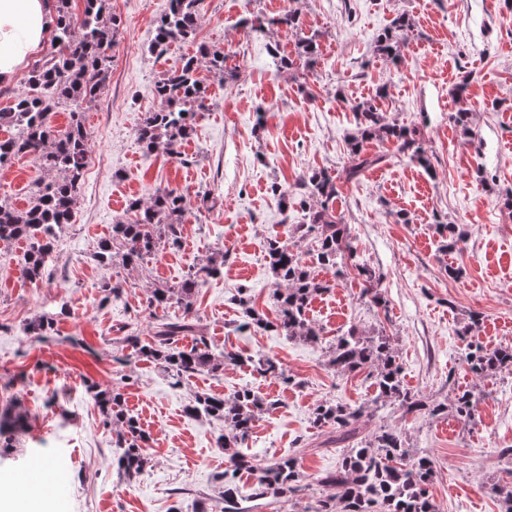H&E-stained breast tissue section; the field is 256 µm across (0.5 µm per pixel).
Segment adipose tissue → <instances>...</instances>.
Returning a JSON list of instances; mask_svg holds the SVG:
<instances>
[{"label": "adipose tissue", "mask_w": 512, "mask_h": 512, "mask_svg": "<svg viewBox=\"0 0 512 512\" xmlns=\"http://www.w3.org/2000/svg\"><path fill=\"white\" fill-rule=\"evenodd\" d=\"M50 0H0V83L10 81L41 47Z\"/></svg>", "instance_id": "ef3b65f1"}]
</instances>
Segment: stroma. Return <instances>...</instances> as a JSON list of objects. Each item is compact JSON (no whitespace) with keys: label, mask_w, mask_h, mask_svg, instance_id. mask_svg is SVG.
Here are the masks:
<instances>
[{"label":"stroma","mask_w":512,"mask_h":512,"mask_svg":"<svg viewBox=\"0 0 512 512\" xmlns=\"http://www.w3.org/2000/svg\"><path fill=\"white\" fill-rule=\"evenodd\" d=\"M167 9L168 0H110L119 24L109 51L112 77L84 113L87 167L47 275L33 282L15 273L26 241L0 249V410L25 416L13 448L0 455V499L11 500L13 512H169L175 504L198 512L224 469L216 445L224 424L188 408L196 394L230 397L246 387L276 407L255 422L244 453L261 464L297 457L306 488L287 499L255 500V478L243 471L236 479L243 507L309 512L328 494L320 477L342 455L321 447L314 408L326 401L359 405L375 394L366 373L341 375L329 366L327 345L349 327L381 326L394 338L411 391L444 402L477 384L482 395L469 423L452 413L405 416L389 404L366 430L406 429L411 447L433 463L429 492L441 512H506L484 485L512 481V459L500 454L512 448V369L475 378L465 353L471 340L512 346V208L503 205L512 193V0H200L195 41L156 54V21ZM288 10L298 13L297 28L260 37L242 30L243 19ZM401 16L410 25L391 61L376 41ZM306 38L317 43L315 65L277 70L273 50L294 56ZM202 43L224 52L225 77L209 79L183 161L145 154L136 131L160 107L157 82ZM381 89L389 119L421 129L430 164L409 162L392 143L372 142L369 151L387 154V162L357 184H338L333 207L357 261L379 276L386 309L361 299L355 274L329 278L306 241L299 246L304 262L331 284L309 311L322 344L244 328L239 289H249L258 310L276 309L265 243L287 239L290 225L304 223L294 192L300 176L334 174L347 163L352 108ZM463 104L472 112L466 131L453 120ZM42 176L31 158L14 160L0 168V200L28 207ZM275 184L291 188L287 203L273 194ZM167 188L190 201L180 247L160 245L136 269L100 265L98 245L129 201H151ZM204 192L211 204L200 202ZM441 224L466 234L453 252L438 250ZM217 250L226 255L224 273L209 279L196 303L207 336L246 356L274 357L285 378L229 365L175 388L152 362L127 360L122 336L146 339L153 331L142 309L148 289L180 282ZM449 265L459 268L457 277H448ZM116 280L122 299L103 300L101 284ZM473 310L482 322L467 337L462 328ZM44 313L56 317L54 334L27 335L28 322ZM90 381L119 390L149 436L150 461L133 482L121 481L112 465L115 436L86 389ZM33 451L41 464L62 467L66 495L47 476L41 496L17 497L16 487L32 476Z\"/></svg>","instance_id":"35a3bbf8"}]
</instances>
